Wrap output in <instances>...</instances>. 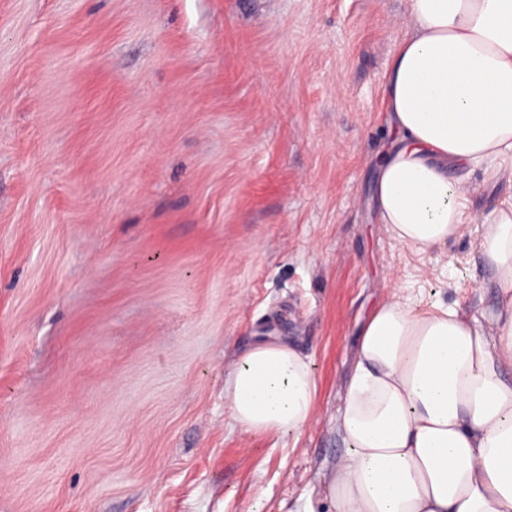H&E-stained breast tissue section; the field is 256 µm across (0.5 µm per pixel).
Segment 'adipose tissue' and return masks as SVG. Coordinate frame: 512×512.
Listing matches in <instances>:
<instances>
[{
    "label": "adipose tissue",
    "instance_id": "1",
    "mask_svg": "<svg viewBox=\"0 0 512 512\" xmlns=\"http://www.w3.org/2000/svg\"><path fill=\"white\" fill-rule=\"evenodd\" d=\"M383 83L393 144L378 158L379 223L420 252L482 224L500 289L490 330L391 293L359 331L324 475L336 512H512V200L469 207V176L512 182V0H409ZM317 385L293 346L261 339L224 381L247 433H301Z\"/></svg>",
    "mask_w": 512,
    "mask_h": 512
}]
</instances>
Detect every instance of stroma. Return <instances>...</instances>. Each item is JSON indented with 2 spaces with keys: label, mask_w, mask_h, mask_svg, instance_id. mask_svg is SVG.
<instances>
[{
  "label": "stroma",
  "mask_w": 512,
  "mask_h": 512,
  "mask_svg": "<svg viewBox=\"0 0 512 512\" xmlns=\"http://www.w3.org/2000/svg\"><path fill=\"white\" fill-rule=\"evenodd\" d=\"M408 0H0V512H318L389 289L483 320L484 227L376 221ZM305 355L317 418L248 434L224 378Z\"/></svg>",
  "instance_id": "obj_1"
}]
</instances>
